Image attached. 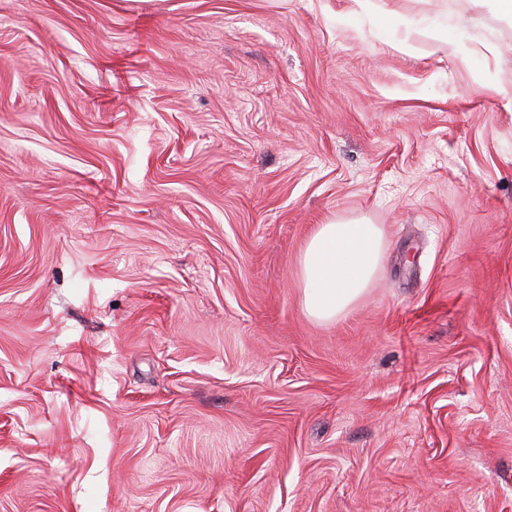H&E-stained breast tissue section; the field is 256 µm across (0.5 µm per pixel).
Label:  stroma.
Listing matches in <instances>:
<instances>
[{
	"mask_svg": "<svg viewBox=\"0 0 512 512\" xmlns=\"http://www.w3.org/2000/svg\"><path fill=\"white\" fill-rule=\"evenodd\" d=\"M374 2L0 0V512H512V20ZM383 253L377 224L366 220L320 224L300 257L303 305L318 322L335 320L366 292Z\"/></svg>",
	"mask_w": 512,
	"mask_h": 512,
	"instance_id": "35a3bbf8",
	"label": "stroma"
}]
</instances>
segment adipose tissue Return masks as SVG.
<instances>
[{"instance_id":"1","label":"adipose tissue","mask_w":512,"mask_h":512,"mask_svg":"<svg viewBox=\"0 0 512 512\" xmlns=\"http://www.w3.org/2000/svg\"><path fill=\"white\" fill-rule=\"evenodd\" d=\"M383 253L378 225L365 220L319 225L300 257L303 305L318 322L335 320L366 292Z\"/></svg>"}]
</instances>
